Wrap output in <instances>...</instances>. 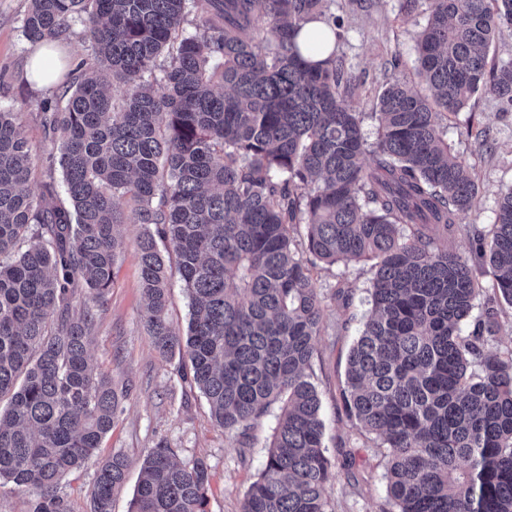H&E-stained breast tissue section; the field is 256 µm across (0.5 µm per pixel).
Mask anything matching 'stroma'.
Returning <instances> with one entry per match:
<instances>
[{
	"instance_id": "stroma-1",
	"label": "stroma",
	"mask_w": 512,
	"mask_h": 512,
	"mask_svg": "<svg viewBox=\"0 0 512 512\" xmlns=\"http://www.w3.org/2000/svg\"><path fill=\"white\" fill-rule=\"evenodd\" d=\"M29 0H0V107L17 112L23 130L39 150L29 183L38 192L46 158L53 146L44 137L40 105L55 98L57 85L40 86L26 77L32 46L23 34ZM331 13L343 20V37L336 44L361 84L358 110L368 143L378 137L373 116L378 93L391 81L420 85L415 44L428 16L426 7L400 10V0H332ZM488 132L487 143L466 133L467 126ZM442 136L453 152L474 165L480 186L476 208L459 217L460 224L491 227L501 190L512 186V112H504L491 97L475 95L457 117L444 121ZM139 225L122 224V248L113 267L112 287L97 308V327L90 355L117 390L123 391L121 411L99 449L100 458L124 453L129 461L127 481L115 495L112 512H129L143 459L149 448L164 441L177 450L181 462L204 460L209 467L207 512H241L243 497L262 470L278 406L251 428L250 446L241 449L237 437L225 433L212 419L198 389L184 382L182 360L161 356L141 324V284L137 236ZM325 298L322 333L312 360L324 423L323 442L335 460L336 478L327 489L331 512H388L386 460L371 435L350 419L342 406L341 389L351 348L368 308L374 274L371 262L311 269ZM352 288L348 304L337 301L338 284Z\"/></svg>"
}]
</instances>
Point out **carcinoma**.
I'll list each match as a JSON object with an SVG mask.
<instances>
[{"label":"carcinoma","instance_id":"1","mask_svg":"<svg viewBox=\"0 0 512 512\" xmlns=\"http://www.w3.org/2000/svg\"><path fill=\"white\" fill-rule=\"evenodd\" d=\"M330 2L31 0L30 43H59L83 15L94 59L41 103L69 205L50 174L31 194L37 150L17 113L0 109V489L29 493L31 512H70L61 481L91 462L93 512H112L126 480L123 453L97 460L120 399L91 363L93 307L74 305L110 290L124 198L140 226L141 323L156 350L188 358L228 433L247 438L281 402L241 512H330L336 465L310 373L325 307L310 266L360 260L375 275L344 407L387 459L391 512H512V354L485 349L497 299L481 301L473 266L431 236L453 235L480 193L440 122L479 92L512 112V61L496 62L512 0H428L416 42L427 93L388 84L373 145L345 60L334 48L306 57L326 48L301 37L306 23L341 37ZM466 234L494 294L512 303V186L492 230ZM175 273L189 299L184 335L168 311ZM208 489L204 461L180 462L160 442L131 512H206Z\"/></svg>","mask_w":512,"mask_h":512}]
</instances>
